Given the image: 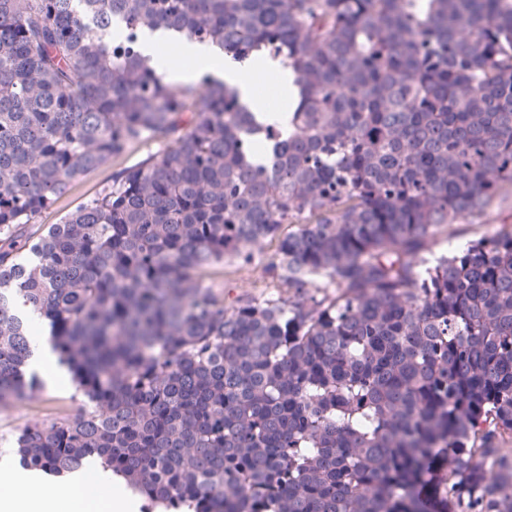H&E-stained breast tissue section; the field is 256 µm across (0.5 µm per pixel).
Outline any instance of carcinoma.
<instances>
[{
    "instance_id": "obj_1",
    "label": "carcinoma",
    "mask_w": 512,
    "mask_h": 512,
    "mask_svg": "<svg viewBox=\"0 0 512 512\" xmlns=\"http://www.w3.org/2000/svg\"><path fill=\"white\" fill-rule=\"evenodd\" d=\"M157 32L281 60L288 123L167 82ZM506 191L512 0H0V404L43 385L35 318L80 400L5 443L150 512H512V229L426 256ZM275 238L288 297L197 280ZM146 155V149L133 148L117 159H110L104 165L77 179L70 186L68 194L61 198L51 209L42 212L32 224L22 228L24 236H38L48 224H59L69 213L95 195L102 187L112 184V175L119 169L132 165Z\"/></svg>"
}]
</instances>
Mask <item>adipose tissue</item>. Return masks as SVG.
<instances>
[{"mask_svg": "<svg viewBox=\"0 0 512 512\" xmlns=\"http://www.w3.org/2000/svg\"><path fill=\"white\" fill-rule=\"evenodd\" d=\"M183 57L196 59L200 68L236 88L253 109L264 108L262 99L252 94L251 75L265 69L264 61H256L247 68L229 65L223 54L208 47L184 42L179 46ZM127 496H113L112 486L104 477L88 481L75 475L63 479L53 493H45L39 477L6 466L0 467V512H126Z\"/></svg>", "mask_w": 512, "mask_h": 512, "instance_id": "obj_1", "label": "adipose tissue"}]
</instances>
